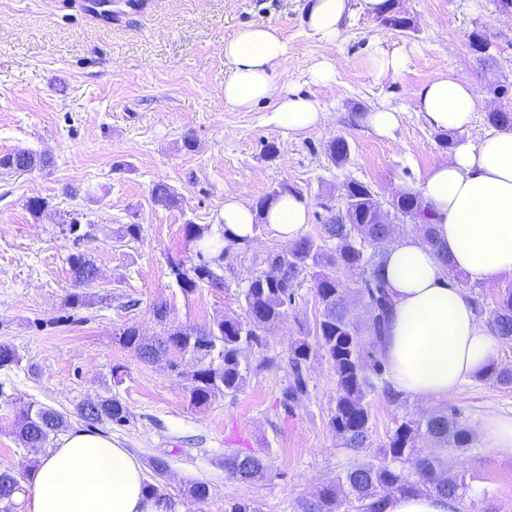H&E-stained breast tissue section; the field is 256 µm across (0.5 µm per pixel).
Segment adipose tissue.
Here are the masks:
<instances>
[{
	"label": "adipose tissue",
	"mask_w": 512,
	"mask_h": 512,
	"mask_svg": "<svg viewBox=\"0 0 512 512\" xmlns=\"http://www.w3.org/2000/svg\"><path fill=\"white\" fill-rule=\"evenodd\" d=\"M387 7V0H309L304 22L332 47L355 13L376 17ZM287 54V40L264 22L225 40V107L248 112L270 99L272 121L289 133L323 124V102L295 88H276L275 71ZM477 104L472 85L449 74L413 93L414 112L440 131L469 130ZM416 191L457 270L487 286L512 275V130L491 127L478 143L458 145L450 161L428 168ZM308 211L305 197L288 193L269 206L265 221L292 243L303 237ZM217 221L226 237L250 239L256 210L228 197ZM381 273L393 299L380 342L392 389L430 401L448 399L489 363L495 336L479 322L471 295L449 283L433 249L417 235H400L388 246ZM144 481L139 460L116 441L75 429L30 470V512H165L145 494ZM380 510L458 512L459 503L434 492L397 493Z\"/></svg>",
	"instance_id": "adipose-tissue-1"
}]
</instances>
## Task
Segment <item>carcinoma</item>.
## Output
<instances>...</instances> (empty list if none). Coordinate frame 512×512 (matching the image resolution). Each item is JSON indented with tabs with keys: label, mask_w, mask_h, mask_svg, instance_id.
Masks as SVG:
<instances>
[{
	"label": "carcinoma",
	"mask_w": 512,
	"mask_h": 512,
	"mask_svg": "<svg viewBox=\"0 0 512 512\" xmlns=\"http://www.w3.org/2000/svg\"><path fill=\"white\" fill-rule=\"evenodd\" d=\"M381 23L390 29L407 31L411 20L391 9L381 16ZM487 122L499 128L512 129V110H494L487 113ZM332 161L344 165L350 158V145L342 137L328 145ZM47 164V160L28 150H14L0 155V170L20 173ZM296 192L288 183L268 193L256 203L255 230L264 226L263 214L269 202L283 193ZM343 208L321 225L316 236H304L288 249L272 251L266 261L278 269L273 277L250 276L237 294L244 316L215 320L204 326H171L169 309L164 302L153 306V316L161 326V333L147 337L135 325L121 330L119 341L142 363L169 362L171 350L194 362V370L187 374L189 406L206 407L227 393L237 392L245 377L239 357L246 347L267 345L295 300V288L300 278H310L315 300L321 308V318L314 329L299 328V336L288 349L291 381L283 393V405L307 392L303 366L313 357L326 358L335 374V405L329 425L343 447L359 453L368 445L371 428V409L368 397L377 388L386 391V366L379 357V342L385 329L392 299L380 274L383 260L385 225L376 223L380 199L368 184L348 180L343 184ZM149 203L153 207L174 208L178 198L164 182L152 186ZM392 207L409 217L413 228L436 252L447 274L458 286L466 288L469 279L454 270L448 253L436 240L434 225L430 224L426 208L419 194L406 191L391 200ZM210 224L185 225V237L194 251L210 258L223 255L238 245L236 240L226 244L215 240ZM74 291L68 303L79 307L86 303L85 289L97 282L96 265L81 253L69 257ZM168 274L180 290L192 294L197 289H221L224 276L220 267H203L196 259L169 257ZM355 293L364 302L365 319L359 324L350 317L349 295ZM490 329L500 340H512V286L500 294L491 311ZM21 363L16 348L0 343V368ZM481 379H492L503 387L512 386V368H499L490 363L479 374ZM79 416L93 427L104 421L116 424L127 421L129 410L115 396L103 397L86 409L78 408ZM395 427L387 442L378 448L375 459L353 460L337 480L321 488L316 495L299 503L298 512H337L339 495L344 501L357 504L361 512H380L379 504L393 493H416L423 490L462 499L468 484L462 473L450 474L441 468V453L448 450L464 451L471 447L470 429L458 419L454 408L423 416L419 419L396 417ZM68 417L53 409L33 402L19 405L13 435L23 445L37 453L47 446L50 437L64 430ZM224 469L233 478L251 482L264 478V458L254 453L233 452L224 456ZM28 469L20 467L0 471V502H12L14 496L24 493ZM147 493L164 497L171 504H203L211 496L208 484L196 482L175 494L160 483L145 484Z\"/></svg>",
	"instance_id": "carcinoma-1"
}]
</instances>
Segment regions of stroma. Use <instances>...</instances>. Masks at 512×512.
Returning <instances> with one entry per match:
<instances>
[{
	"instance_id": "stroma-1",
	"label": "stroma",
	"mask_w": 512,
	"mask_h": 512,
	"mask_svg": "<svg viewBox=\"0 0 512 512\" xmlns=\"http://www.w3.org/2000/svg\"><path fill=\"white\" fill-rule=\"evenodd\" d=\"M307 3L149 0L141 12L101 19L85 11L84 0H0V155L27 149L50 159L29 172H0V342L22 358L0 368V469L35 458L11 433L19 403L55 408L76 427L80 403L110 394L128 407L129 420L97 425V432L141 465L165 457L170 491L209 485L208 502L182 504V512H227L236 502L256 512H296L299 500L334 482L353 459L329 426L335 378L325 359L307 363V394L282 405L291 379L288 347L300 327H314L319 317L310 279H302L267 346L242 352L248 373L241 390L202 409L185 398L191 361L178 372L162 362L147 365L119 342L131 324L159 334L152 309L160 301L173 325L241 315L239 288L268 251L284 246L270 230L258 232L249 250L226 256L224 289L186 296L167 275L168 255L189 254L185 224L213 223L226 197L253 204L288 183L310 204L307 233L314 236L323 204L341 205L345 181L368 183L388 199L414 189L433 163L452 156L412 110L419 85L450 73L474 86L478 110L469 131L453 133L458 144L478 142L487 112L512 108V14L497 0H398L412 20L409 31L358 13L333 48L304 25ZM260 21L288 42L277 88L299 86L324 102L322 126L291 136L270 122L272 102L249 112L225 108L224 42ZM474 32L488 41L480 56L469 46ZM376 45L403 50L407 68L374 80L362 60ZM327 54L339 62L336 79L315 82L310 68ZM383 103L404 112L390 137L365 121ZM338 137L351 148L343 166L328 154ZM268 142L276 143V157L264 154ZM158 182L175 190L178 207L149 206ZM32 197L45 198L48 208L31 214ZM73 217L93 223L90 237L63 234ZM134 223L142 226L139 240L119 238V227ZM76 252L100 271L90 301L79 308L67 303L73 290L67 258ZM119 365L117 383L112 369ZM370 402L375 448L394 418L455 408L473 433L467 451L448 456L468 483L462 512H512V456L494 454L479 431L486 413L512 416V387L475 378L443 401L403 395L392 403L378 391ZM248 449L268 466L267 478L254 484L231 478L223 466L226 454Z\"/></svg>"
}]
</instances>
